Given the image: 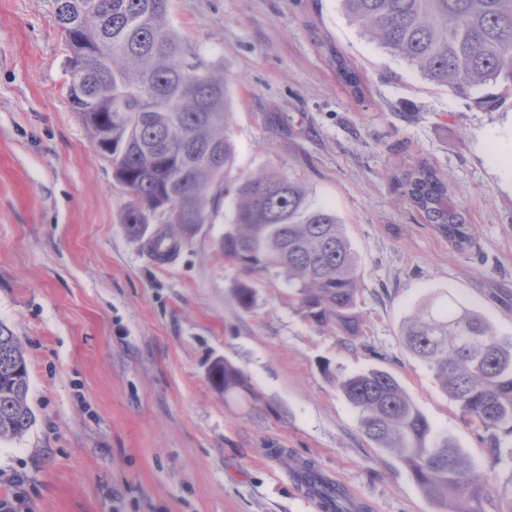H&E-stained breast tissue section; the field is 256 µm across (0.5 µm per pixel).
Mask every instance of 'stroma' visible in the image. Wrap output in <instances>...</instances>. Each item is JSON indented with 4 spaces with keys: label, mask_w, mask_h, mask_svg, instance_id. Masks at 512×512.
Here are the masks:
<instances>
[{
    "label": "stroma",
    "mask_w": 512,
    "mask_h": 512,
    "mask_svg": "<svg viewBox=\"0 0 512 512\" xmlns=\"http://www.w3.org/2000/svg\"><path fill=\"white\" fill-rule=\"evenodd\" d=\"M188 56L229 80L233 171L300 179L346 222L361 258L359 331L304 318L274 271L225 261L221 197L168 261L121 218L130 200L67 97L54 0H0V323L20 336L35 425L0 442V503L21 512H316L272 448L311 460L367 512H439L395 455L358 428L328 368L380 367L489 481L484 512L512 496L497 460L402 321L434 293L512 340V95H461L364 39L339 0H172ZM359 72L352 98L324 50ZM445 174L475 237L460 249L405 204L395 178ZM249 282L251 307L233 288ZM218 358L256 398L208 376Z\"/></svg>",
    "instance_id": "obj_1"
}]
</instances>
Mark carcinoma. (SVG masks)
<instances>
[{
    "label": "carcinoma",
    "mask_w": 512,
    "mask_h": 512,
    "mask_svg": "<svg viewBox=\"0 0 512 512\" xmlns=\"http://www.w3.org/2000/svg\"><path fill=\"white\" fill-rule=\"evenodd\" d=\"M171 0H55L54 19L68 49L66 94L114 179L129 191L126 231L147 238L159 255L208 222L221 195L234 196L235 218L221 240L224 259L246 272L270 269L299 295L305 317L355 334L359 256L339 215L314 205L299 182L274 172L231 177L227 79L191 63L168 24ZM362 37L404 59L422 78L456 93L512 86V0H340ZM330 62L353 97L360 75L338 50ZM401 196L456 247L472 225L439 171L420 164L397 178ZM163 226L148 235V226ZM407 349L501 454L499 433L512 435V343L471 306L438 298L405 322ZM357 410L360 432L394 453L422 495L450 512H480L488 480L480 478L446 434L429 421L390 373L372 369L345 377L325 368ZM210 380L228 395H253L251 383L227 360ZM30 379L20 338L0 324V441L34 424ZM300 483L330 507L364 512L345 489L312 462L296 464Z\"/></svg>",
    "instance_id": "obj_1"
}]
</instances>
